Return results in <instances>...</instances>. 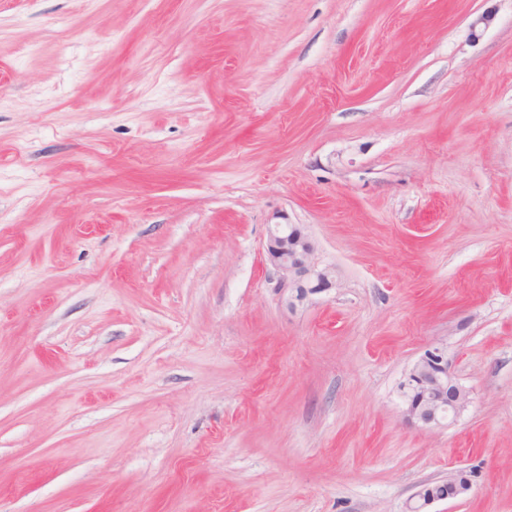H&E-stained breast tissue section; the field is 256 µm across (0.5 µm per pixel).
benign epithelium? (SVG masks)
Masks as SVG:
<instances>
[{"label": "benign epithelium", "instance_id": "obj_1", "mask_svg": "<svg viewBox=\"0 0 512 512\" xmlns=\"http://www.w3.org/2000/svg\"><path fill=\"white\" fill-rule=\"evenodd\" d=\"M316 253V242L304 225H268L266 259L278 276L279 287L287 292L285 302L290 308L336 286L333 268L320 266ZM400 391L406 420L425 429L442 426L469 402V391L450 372L446 352L440 346L425 351L416 360ZM471 488L467 471L459 469L447 480L421 484L407 505L408 512H430L433 504L462 497Z\"/></svg>", "mask_w": 512, "mask_h": 512}]
</instances>
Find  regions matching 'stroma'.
Masks as SVG:
<instances>
[{
  "label": "stroma",
  "instance_id": "1",
  "mask_svg": "<svg viewBox=\"0 0 512 512\" xmlns=\"http://www.w3.org/2000/svg\"><path fill=\"white\" fill-rule=\"evenodd\" d=\"M272 224L335 288L287 306ZM461 468L434 512H512V0H0V512H405ZM400 391L406 420L425 429L442 426L469 402V391L450 372L441 346L428 349L416 360ZM472 488L470 476L465 469H459L448 480L426 482L413 494L408 512H432L429 508L439 501L462 497Z\"/></svg>",
  "mask_w": 512,
  "mask_h": 512
}]
</instances>
